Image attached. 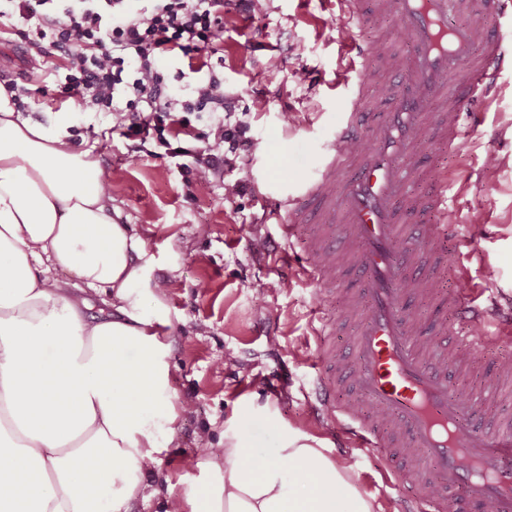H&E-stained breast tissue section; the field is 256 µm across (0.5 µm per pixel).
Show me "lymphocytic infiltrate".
Wrapping results in <instances>:
<instances>
[{
	"label": "lymphocytic infiltrate",
	"mask_w": 512,
	"mask_h": 512,
	"mask_svg": "<svg viewBox=\"0 0 512 512\" xmlns=\"http://www.w3.org/2000/svg\"><path fill=\"white\" fill-rule=\"evenodd\" d=\"M232 2L251 7V0H0V19L32 32L31 69L46 71L49 49L66 54L67 72L54 83L58 98L111 110L127 137L155 138L168 157L192 159L197 178L208 184L220 175L224 154L238 159L260 143L242 125L227 127L218 77L186 99L166 90L160 65L179 55L191 72L210 67L212 40ZM201 112L222 129L219 142L203 151L184 139L190 115Z\"/></svg>",
	"instance_id": "f902f5d3"
}]
</instances>
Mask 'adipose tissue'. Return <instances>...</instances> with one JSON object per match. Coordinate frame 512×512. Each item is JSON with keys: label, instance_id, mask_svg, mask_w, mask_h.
Wrapping results in <instances>:
<instances>
[{"label": "adipose tissue", "instance_id": "ef3b65f1", "mask_svg": "<svg viewBox=\"0 0 512 512\" xmlns=\"http://www.w3.org/2000/svg\"><path fill=\"white\" fill-rule=\"evenodd\" d=\"M107 174L67 133L49 134L0 87V512H130L167 455L179 402L172 324L144 233L110 215ZM54 270L109 296L87 320ZM242 402L200 488L166 512H376L320 439L279 423L253 451Z\"/></svg>", "mask_w": 512, "mask_h": 512}]
</instances>
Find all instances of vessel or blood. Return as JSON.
I'll return each mask as SVG.
<instances>
[{"label": "vessel or blood", "instance_id": "obj_1", "mask_svg": "<svg viewBox=\"0 0 512 512\" xmlns=\"http://www.w3.org/2000/svg\"><path fill=\"white\" fill-rule=\"evenodd\" d=\"M381 8L397 19L405 51L379 95V110L344 113L335 134L363 151L349 160L331 153L304 191L284 204L287 240L299 223L342 222L343 233L322 239L301 270L326 279L337 251L349 249L363 298L352 343L337 347L326 320L314 330L322 371L312 390L315 411L331 422L337 447L387 448L394 478H402L404 459L418 453V495L393 498L397 512H512V426L480 428L481 401L451 390L441 371L446 352L424 357L402 308L412 281L434 282L414 244L446 240L456 222L447 170H434L424 202L408 191L405 173L429 144H456L464 112L487 102L499 74L512 70L496 26L512 17V0H383ZM379 53V44L348 37L339 86H348L349 74L365 73ZM451 303L461 323L479 329L465 339L476 356L512 337V322H501L471 289H456ZM340 371L358 402L337 399Z\"/></svg>", "mask_w": 512, "mask_h": 512}]
</instances>
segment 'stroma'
Instances as JSON below:
<instances>
[{"instance_id": "35a3bbf8", "label": "stroma", "mask_w": 512, "mask_h": 512, "mask_svg": "<svg viewBox=\"0 0 512 512\" xmlns=\"http://www.w3.org/2000/svg\"><path fill=\"white\" fill-rule=\"evenodd\" d=\"M396 28L394 17L375 14L358 30V37L385 45L386 57L371 64L370 78L384 77L389 60L402 52ZM348 31V18L325 0H254L250 13L233 8L225 13L216 41L224 64L216 73L233 120L244 122L262 148L225 167L223 181L209 184L178 168L175 159L159 156L156 141L123 137L110 112L51 100L42 93L41 75L27 82L25 115L51 131L66 125L76 148L92 149L109 174L113 205L126 223L141 227L159 260L155 279L170 284V363L177 394L189 410L167 456L146 477L153 496L137 502L133 512H165L171 496L200 484L196 462L203 449L222 440L240 401H251L256 409L247 425L256 453L268 455L278 446V430L267 418L271 411L320 440L329 438L326 427L313 421L310 391L318 350L310 326L320 313L336 319V341L345 343L354 325L339 314L355 282L345 256L337 257L332 281L305 279L299 268L321 227L300 224L293 241H285L280 226L287 216L275 204L297 195L316 175L335 147L342 112L378 108L375 90L358 98L329 88ZM303 72L308 78L302 82ZM458 143L456 151L432 148L425 166L407 177L411 192L426 196L429 170L447 169L459 221L447 247L421 249L442 291L410 297L405 310L429 343L447 349L451 388L477 395L487 380H496L495 393L485 395L482 418L491 428L497 420L512 419V372L495 373L498 360L512 356V341L483 363H457L452 339L470 330L452 325L447 292L485 288L502 309L512 308V71L499 76L480 125L462 128ZM236 181L245 192L225 197V184ZM460 237L471 238L479 258L463 281L454 275ZM330 454L350 466L364 497L380 503L394 491L413 492L412 486L396 490L383 482L386 449L334 448Z\"/></svg>"}]
</instances>
